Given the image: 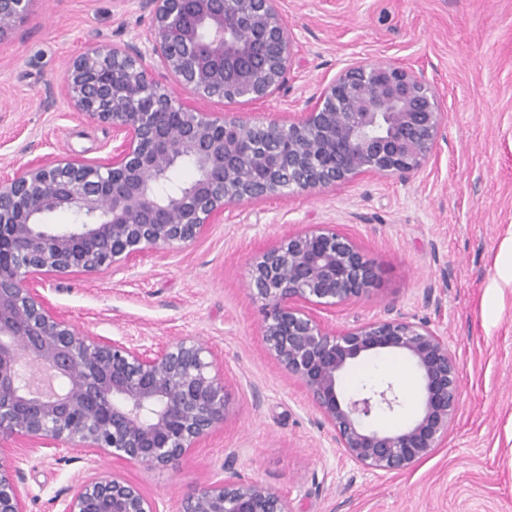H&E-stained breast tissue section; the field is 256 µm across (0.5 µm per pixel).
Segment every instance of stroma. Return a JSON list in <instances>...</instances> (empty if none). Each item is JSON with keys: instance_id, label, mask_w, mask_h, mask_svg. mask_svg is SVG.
Here are the masks:
<instances>
[{"instance_id": "1", "label": "stroma", "mask_w": 512, "mask_h": 512, "mask_svg": "<svg viewBox=\"0 0 512 512\" xmlns=\"http://www.w3.org/2000/svg\"><path fill=\"white\" fill-rule=\"evenodd\" d=\"M294 44L285 89L264 102L177 100L201 112L287 121L344 60L397 62L442 98L434 157L406 178H358L313 195L230 206L220 224L126 271L53 278L43 293L86 333L165 343L193 336L224 376V424L172 467L113 464L160 512L225 468L283 490L292 512H512V0H279ZM143 0H37L0 41V177L57 152L94 161L112 151L107 125L70 112L67 62L88 44L148 51ZM332 224L377 267L367 297L327 313L339 327L403 315L448 339L459 406L445 448L400 474L365 469L331 444L297 379L262 340L249 289L256 254L289 233ZM28 512H54L86 461L38 452L17 460Z\"/></svg>"}]
</instances>
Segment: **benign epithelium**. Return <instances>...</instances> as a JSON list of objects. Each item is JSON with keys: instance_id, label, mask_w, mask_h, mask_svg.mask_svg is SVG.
I'll use <instances>...</instances> for the list:
<instances>
[{"instance_id": "1", "label": "benign epithelium", "mask_w": 512, "mask_h": 512, "mask_svg": "<svg viewBox=\"0 0 512 512\" xmlns=\"http://www.w3.org/2000/svg\"><path fill=\"white\" fill-rule=\"evenodd\" d=\"M36 0H0V41ZM146 0L151 55L196 98L264 100L287 81L290 31L277 0ZM68 107L112 128V154L98 163L48 153L0 181V437L53 455H108L169 467L223 426L224 377L217 356L185 336L150 346L87 334L32 288L74 272L124 270L143 254L196 240L243 201L313 194L359 177L402 178L435 154L444 128L439 92L413 68L348 62L305 112L285 123L198 112L159 81L146 54L92 46L69 62ZM197 176L166 190L170 170ZM69 210L73 227L41 217ZM374 263L348 233L317 224L254 259L250 285L264 302L262 337L280 369L297 379L336 447L363 468L401 473L445 447L457 408L458 363L428 321L378 318L338 328L320 313L365 296ZM399 352L421 385L417 416L393 431L371 429L399 395L388 382L346 395L354 360ZM15 462L0 460V512H27ZM60 512H158L117 471H96L53 499ZM175 512H292L277 488L239 471L183 497Z\"/></svg>"}]
</instances>
